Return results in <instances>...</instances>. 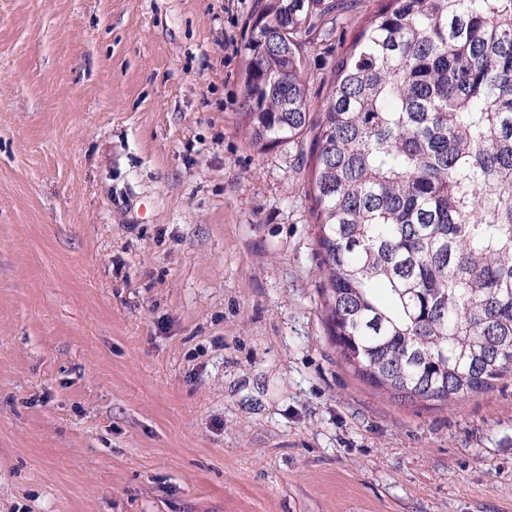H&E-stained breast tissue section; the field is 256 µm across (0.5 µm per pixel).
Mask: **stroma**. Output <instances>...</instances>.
Listing matches in <instances>:
<instances>
[{"instance_id": "obj_1", "label": "stroma", "mask_w": 512, "mask_h": 512, "mask_svg": "<svg viewBox=\"0 0 512 512\" xmlns=\"http://www.w3.org/2000/svg\"><path fill=\"white\" fill-rule=\"evenodd\" d=\"M256 3L0 0V512H512V377L399 404L340 359L311 144L240 110Z\"/></svg>"}]
</instances>
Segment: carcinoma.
<instances>
[{
  "instance_id": "1",
  "label": "carcinoma",
  "mask_w": 512,
  "mask_h": 512,
  "mask_svg": "<svg viewBox=\"0 0 512 512\" xmlns=\"http://www.w3.org/2000/svg\"><path fill=\"white\" fill-rule=\"evenodd\" d=\"M310 119L301 34L268 0L242 110L264 151L314 131L307 196L329 335L370 388L446 404L512 375V0H379Z\"/></svg>"
}]
</instances>
